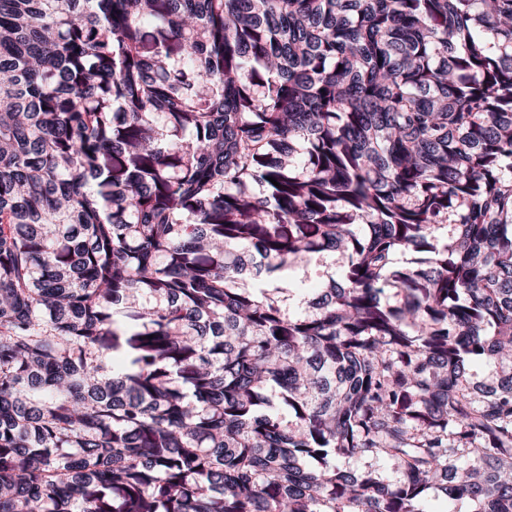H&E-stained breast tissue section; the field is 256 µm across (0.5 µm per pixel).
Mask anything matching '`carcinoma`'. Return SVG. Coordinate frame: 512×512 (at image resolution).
Here are the masks:
<instances>
[{
  "label": "carcinoma",
  "instance_id": "1",
  "mask_svg": "<svg viewBox=\"0 0 512 512\" xmlns=\"http://www.w3.org/2000/svg\"><path fill=\"white\" fill-rule=\"evenodd\" d=\"M430 490L512 512V0H0V512ZM343 264L341 256L336 253L324 254L317 260H312L308 265L310 283L308 288H316L318 282L324 280L327 274L339 273Z\"/></svg>",
  "mask_w": 512,
  "mask_h": 512
}]
</instances>
